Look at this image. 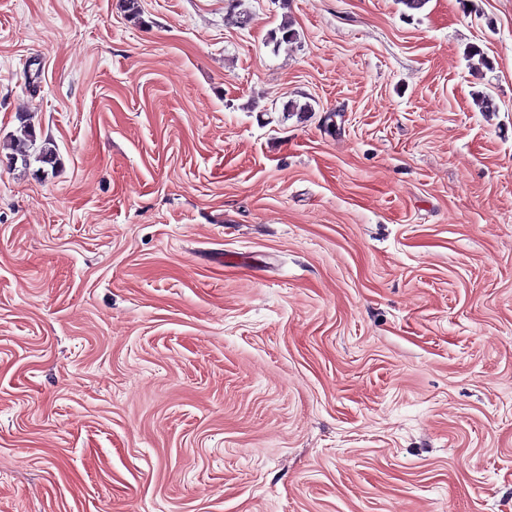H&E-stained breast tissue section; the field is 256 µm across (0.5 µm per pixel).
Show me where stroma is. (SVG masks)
Here are the masks:
<instances>
[{
	"label": "stroma",
	"mask_w": 512,
	"mask_h": 512,
	"mask_svg": "<svg viewBox=\"0 0 512 512\" xmlns=\"http://www.w3.org/2000/svg\"><path fill=\"white\" fill-rule=\"evenodd\" d=\"M140 5L0 0V512H512V0Z\"/></svg>",
	"instance_id": "1"
}]
</instances>
